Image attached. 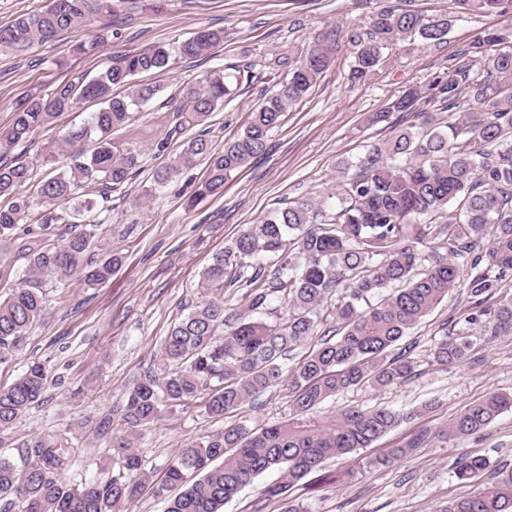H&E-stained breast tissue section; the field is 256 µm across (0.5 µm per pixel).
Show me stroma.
I'll use <instances>...</instances> for the list:
<instances>
[{
  "label": "stroma",
  "instance_id": "1",
  "mask_svg": "<svg viewBox=\"0 0 512 512\" xmlns=\"http://www.w3.org/2000/svg\"><path fill=\"white\" fill-rule=\"evenodd\" d=\"M384 7L414 9L428 15L449 14L452 0H127L108 30L98 25L61 34L26 51L0 55V129L12 120L14 101L29 93H47L71 73L93 76L129 50L169 44L197 29L223 30L225 40L201 61L175 60L165 73L142 75L160 93L132 112L112 132L113 141L141 151V169L124 186L98 203L107 219L106 242L122 256L112 278L95 288L77 281L46 287L48 313L35 326L12 365L0 368V384H10L32 360L46 362L50 382L43 402L17 422L0 456L21 462V444L30 435L72 427L78 448L65 473L68 483H106L119 472L110 459L97 423L111 415L113 429H123L120 410L126 394L144 374L161 370V345L171 326L199 297L203 269L229 245L244 225L269 210L298 199L328 208L336 198L337 165L357 160L368 144L388 138L395 126L409 123L402 113L374 123L373 112L412 85L428 82L483 29L499 24L493 15L457 19L436 46L415 43L410 50L391 51L389 60L370 81L349 80L351 46H342L330 68L310 94L293 106L271 134L266 155L224 185V192L204 199L194 210L183 207L178 186L156 191L145 204L137 199L152 184L159 163L152 146L170 128V103L182 84L215 67L265 63L288 43L315 35L329 25L364 32ZM104 41L96 54L72 53L73 44L96 36ZM267 85L250 88L213 112L204 122L210 140L223 145L241 130L248 113L266 94ZM94 108L77 105L58 124L36 131L13 154L33 164L36 179L52 176L41 155L68 127L90 121ZM512 295V272L503 275L495 296L472 306L457 288L417 327L408 341L416 348L413 374L385 387H353L324 401L319 411L330 415L349 407L385 406L408 418L363 449L361 455L325 461L289 492L305 512H438L448 500L468 496L472 487L459 481L454 468L461 455L482 456L492 467H512V410L482 431L444 440V430L462 406L492 393L512 395V331L496 328L494 312L502 297ZM476 322H469V315ZM461 335L472 348L458 366L434 361L432 349L444 336ZM291 401L287 384L261 393L246 404L250 426L261 427L287 417ZM225 421L195 404L165 412L140 428L136 450L151 481H161L181 448L222 432ZM403 449L385 467L363 465L362 457ZM268 472L246 486L224 506V512H283L280 499H262L260 490L273 482Z\"/></svg>",
  "mask_w": 512,
  "mask_h": 512
}]
</instances>
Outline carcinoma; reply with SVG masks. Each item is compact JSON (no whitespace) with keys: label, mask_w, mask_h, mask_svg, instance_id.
Masks as SVG:
<instances>
[{"label":"carcinoma","mask_w":512,"mask_h":512,"mask_svg":"<svg viewBox=\"0 0 512 512\" xmlns=\"http://www.w3.org/2000/svg\"><path fill=\"white\" fill-rule=\"evenodd\" d=\"M115 2L46 0L40 9L0 25V51H25L93 21L104 31L111 27ZM453 2L452 17L382 8L364 37L345 34L338 25L327 27L291 47L293 64L284 78L278 59L260 76L248 66L232 72L219 67L180 89L174 125L155 145L164 160L153 173V186L163 188L206 164L204 180L187 199L193 207L223 192L233 173L266 151L270 133L329 69L341 41L354 48L350 76L361 83L376 75L393 49L417 39L441 43L455 17L501 18V26L480 32L458 61L441 68L426 85L409 87L388 108L373 113L375 123L394 112H414L420 122L393 129L357 162H340L331 211L309 201L274 208L245 225L213 257L200 278V300L164 340V368L144 375L129 391L122 410L127 429L113 430L108 415L98 422L122 472L104 485H69L61 476L71 465L74 432L66 427L34 434L21 444L27 449L22 464L0 457V500H19L21 512H121L149 483L135 452L136 428L199 400L213 417L241 410L282 382L281 360L320 326L319 345L288 374V418L255 429L242 417L181 449L164 482L154 487L155 496L167 504L165 512H222L224 504L269 470L277 471L278 479L263 489V497L281 498L284 512H302L288 499L292 487L324 460L371 447L407 418L385 407L350 406L329 416L317 414V408L351 387H385L411 376L415 359L407 351L390 354L393 346L451 290L465 289L478 306L499 287L503 274L512 272V0ZM222 43L224 30L202 28L173 51L161 44L134 49L94 77L75 74L46 96L16 99L11 125L0 132L3 154L82 102L98 110L90 123L67 128L50 147L44 163L62 158L67 163L33 192H26L32 180L28 163L0 160V240L13 239L33 214L41 232L18 248L26 260L24 277L0 292V366L14 361L43 319L48 282L74 278L93 288L107 282L121 263L102 239L103 219L84 224L60 246L48 240L63 208L71 209L73 224L81 223L97 208V198L123 188L140 168L141 152L112 142V130L159 92L135 76L163 72L176 56L206 58ZM481 62L487 69L475 68ZM259 77L272 86V94L250 112L242 131L224 139L223 147L199 132L184 138L179 150L168 151L169 139L202 124ZM422 99L456 110V120L436 123L434 113L417 111ZM89 142L93 148L87 151L83 145ZM352 167L356 173L350 175ZM483 241L488 247L480 252L476 247ZM423 244L432 252L426 267L421 266ZM226 288L243 291L239 307L224 306ZM338 290L341 299L324 313V300ZM374 294L383 298L365 309L359 306ZM273 295L283 300L286 312L270 322L258 314ZM469 350V341L447 336L435 343L433 357L440 364L459 365ZM47 385L48 370L38 360L29 362L10 385H0L1 436L40 402ZM508 409L512 396L491 394L466 405L443 435L451 440L475 434ZM405 453L394 448L365 458V464L387 466ZM488 467L481 456L462 458L455 476L477 488L438 512H512V468L483 482Z\"/></svg>","instance_id":"cac0c4a2"}]
</instances>
